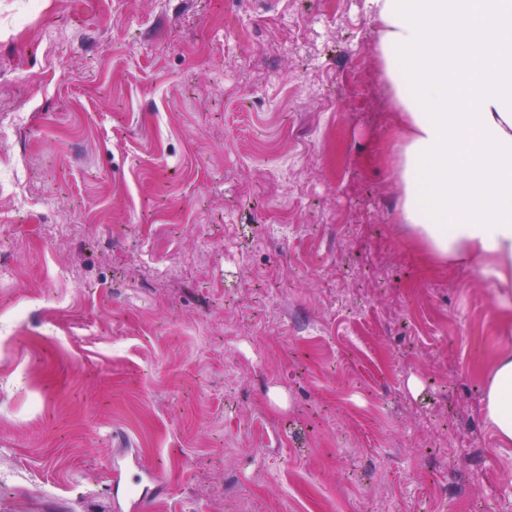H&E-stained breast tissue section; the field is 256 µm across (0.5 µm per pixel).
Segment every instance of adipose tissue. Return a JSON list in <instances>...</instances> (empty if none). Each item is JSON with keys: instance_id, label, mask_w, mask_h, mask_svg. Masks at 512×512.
<instances>
[{"instance_id": "obj_1", "label": "adipose tissue", "mask_w": 512, "mask_h": 512, "mask_svg": "<svg viewBox=\"0 0 512 512\" xmlns=\"http://www.w3.org/2000/svg\"><path fill=\"white\" fill-rule=\"evenodd\" d=\"M403 129L401 223L434 258L512 298V0H364ZM483 416L512 446V351Z\"/></svg>"}]
</instances>
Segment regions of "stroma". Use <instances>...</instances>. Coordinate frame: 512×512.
Returning a JSON list of instances; mask_svg holds the SVG:
<instances>
[{
    "label": "stroma",
    "instance_id": "obj_1",
    "mask_svg": "<svg viewBox=\"0 0 512 512\" xmlns=\"http://www.w3.org/2000/svg\"><path fill=\"white\" fill-rule=\"evenodd\" d=\"M2 100L0 512H512L364 0H0Z\"/></svg>",
    "mask_w": 512,
    "mask_h": 512
}]
</instances>
